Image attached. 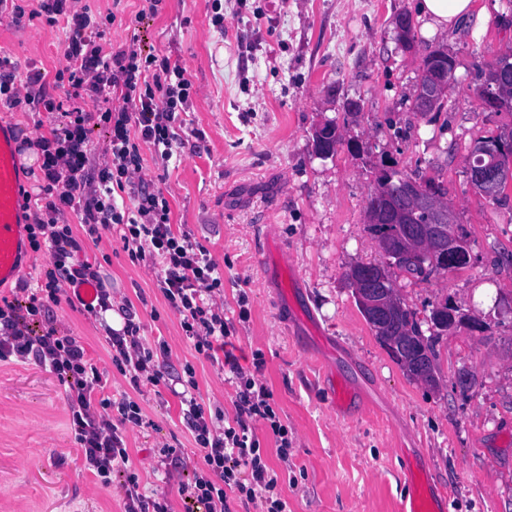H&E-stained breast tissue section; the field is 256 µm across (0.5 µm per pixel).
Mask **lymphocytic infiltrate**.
<instances>
[{
    "instance_id": "f902f5d3",
    "label": "lymphocytic infiltrate",
    "mask_w": 512,
    "mask_h": 512,
    "mask_svg": "<svg viewBox=\"0 0 512 512\" xmlns=\"http://www.w3.org/2000/svg\"><path fill=\"white\" fill-rule=\"evenodd\" d=\"M5 12L52 26L65 23L68 37L66 65L51 79L38 70L18 75L10 57L0 56V104L10 110L30 106L52 116L48 134L23 143L39 154L41 183L38 194L21 193L28 246L48 255L50 267L36 288H24L22 296L12 299L0 297V359L32 361L56 375L82 467L106 486L113 475L122 476L124 512H170L166 500L141 493L139 476L129 465L126 434L144 421L136 396L146 383L178 392L185 406L183 422L195 444L196 462L188 463L170 446L157 461L169 479L192 468L191 479L179 484L184 512H231L234 502L260 512H289L281 493L286 474L270 465L255 432L256 424H263L284 461L291 447L288 426L267 384L239 365L231 350L234 326L215 299L224 275L202 245L174 232L163 194L137 178L144 162L141 143L161 147L164 157L172 155L174 125L189 98L183 68L131 46L106 51L99 17L87 7L73 9L72 0H41L30 11L17 0H0V14ZM56 87L61 96H53ZM91 99L106 102L105 111H86ZM98 125L110 131L112 161L95 171L90 132ZM70 209L82 213V235L63 221ZM108 230L131 259L159 267L158 287L179 314L196 353L227 367L236 383L232 419L207 412L198 402L191 367L179 371L168 359H155L140 334L133 304L113 306L98 271L78 261L84 239L99 241ZM85 283L98 286L93 302H84L78 291ZM63 303L97 317L113 309L122 318L121 329L105 330L111 361L131 387L119 400L104 397L106 383L83 344L58 329L54 309Z\"/></svg>"
}]
</instances>
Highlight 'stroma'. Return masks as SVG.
Instances as JSON below:
<instances>
[{
  "mask_svg": "<svg viewBox=\"0 0 512 512\" xmlns=\"http://www.w3.org/2000/svg\"><path fill=\"white\" fill-rule=\"evenodd\" d=\"M100 15L113 49L142 51L179 65L190 97L170 159L141 146L142 179L169 201L173 228L203 245L224 273V315L235 328L244 369L260 375L288 425L287 461L264 426L256 433L276 470L290 512H398L408 492L403 457H420L447 495V512H512V185L497 197L467 178L479 140L512 126V113L484 111L487 62L512 51V5L474 0V18L431 28L416 0H76ZM415 23L403 45L398 14ZM65 25L0 15V55L20 72L47 76L66 64ZM455 60L439 112L415 109L429 50ZM335 123L343 143L320 155L316 128ZM433 176L467 234L466 267L412 277L389 271L401 302L429 330L435 307L466 318L435 345L439 385L410 379L363 318L346 274L386 257L364 223L382 170ZM276 242L297 279L301 314L283 306L262 258ZM114 303L130 300L148 346L166 342L175 368L191 364L208 408L232 414L235 387L221 366L198 355L160 292L155 268L132 261L116 237L84 240ZM246 307H239L238 298ZM57 326L77 336L103 372L106 394L127 383L113 367L95 317L60 305ZM346 380L354 399L331 404L324 372ZM146 423L128 431L130 459L146 496L166 495L183 512L177 481L154 472L171 445L194 452L182 404L144 386ZM29 460L20 469L19 455ZM121 476L103 486L81 467L64 391L48 368L0 361V512H124Z\"/></svg>",
  "mask_w": 512,
  "mask_h": 512,
  "instance_id": "obj_1",
  "label": "stroma"
}]
</instances>
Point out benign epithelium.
<instances>
[{
  "label": "benign epithelium",
  "instance_id": "obj_1",
  "mask_svg": "<svg viewBox=\"0 0 512 512\" xmlns=\"http://www.w3.org/2000/svg\"><path fill=\"white\" fill-rule=\"evenodd\" d=\"M451 72L448 69H425L417 82L416 105L419 112H432L448 92ZM512 87L492 78L485 86V97L498 103L512 105V97L504 89ZM318 146L323 155H332L339 144V135L333 125H324L317 130ZM481 158L477 164H469L470 184L487 196H494L503 184L512 181V153L500 148L490 149L483 145L476 150ZM381 221L392 224H407V235L403 240L383 238L380 250L395 261H403L413 255L410 242H422V254L431 261L440 257L450 263L470 261L467 240L457 230L456 212L441 197L425 190L420 183L403 179L399 181L398 192L383 197L381 207L368 213V222ZM349 282L363 315L371 322L386 324L399 310L396 301L379 298L378 288L388 283L384 267L377 265L356 266L349 271ZM459 322V317L450 309H439L432 324V330L448 331ZM433 356L427 350L412 362L401 359L400 365L406 374L421 384L436 388L438 380L429 364Z\"/></svg>",
  "mask_w": 512,
  "mask_h": 512
}]
</instances>
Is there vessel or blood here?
Wrapping results in <instances>:
<instances>
[{
	"mask_svg": "<svg viewBox=\"0 0 512 512\" xmlns=\"http://www.w3.org/2000/svg\"><path fill=\"white\" fill-rule=\"evenodd\" d=\"M19 143L14 135L0 124V285L18 278L23 268L19 262L22 226L19 222ZM267 275L280 288H288L291 270L281 261L277 247L266 251ZM405 477L411 492L399 506V512H440L433 492V480L425 468L405 465Z\"/></svg>",
	"mask_w": 512,
	"mask_h": 512,
	"instance_id": "b4317fda",
	"label": "vessel or blood"
}]
</instances>
